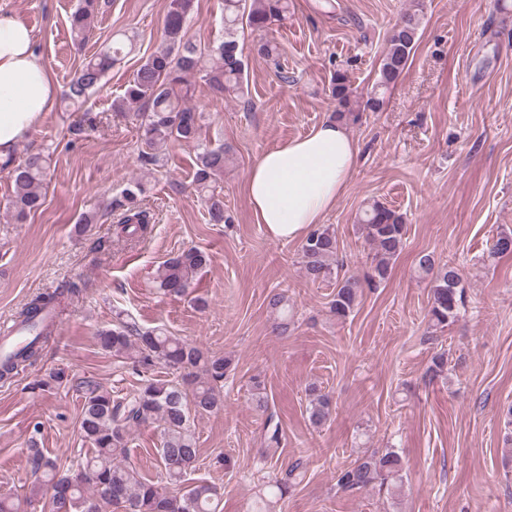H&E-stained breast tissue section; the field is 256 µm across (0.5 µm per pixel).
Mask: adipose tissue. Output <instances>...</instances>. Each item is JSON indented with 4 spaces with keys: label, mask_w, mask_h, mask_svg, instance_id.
<instances>
[{
    "label": "adipose tissue",
    "mask_w": 512,
    "mask_h": 512,
    "mask_svg": "<svg viewBox=\"0 0 512 512\" xmlns=\"http://www.w3.org/2000/svg\"><path fill=\"white\" fill-rule=\"evenodd\" d=\"M53 98L54 81L32 29L0 9V157L35 129L51 111ZM358 155L357 142L332 118L266 151L246 184L258 223L276 239L306 238L335 207Z\"/></svg>",
    "instance_id": "obj_1"
}]
</instances>
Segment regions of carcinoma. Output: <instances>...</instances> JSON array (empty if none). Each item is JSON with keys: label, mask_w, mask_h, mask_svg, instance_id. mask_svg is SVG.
I'll return each mask as SVG.
<instances>
[{"label": "carcinoma", "mask_w": 512, "mask_h": 512, "mask_svg": "<svg viewBox=\"0 0 512 512\" xmlns=\"http://www.w3.org/2000/svg\"><path fill=\"white\" fill-rule=\"evenodd\" d=\"M195 0H172L162 28L161 45L133 71L124 86L123 95L114 111L141 104L138 114L141 132V157L153 166L163 167L157 149L169 142L197 145L193 174L195 191L204 198L208 222L226 224L224 196L220 186L228 150L224 145L212 146L200 141L202 111L188 106L190 80L199 78L210 93L219 98L244 96V63L239 50L238 33L247 27L252 32H265L276 22L288 17V0H224L222 40L199 47L187 37L186 24ZM99 0H81L72 15V32L78 42L87 38L91 19ZM421 25V10L400 15L389 37V45L373 89L364 97L351 87L348 75L338 71L331 77L330 93L336 101V118L347 125H357L366 112H378L386 92L408 68ZM134 39L115 41L112 46L86 60L70 78L63 99L81 107L89 92L97 88L108 69L121 60ZM256 55L266 58L278 55L277 44L265 37L254 43ZM50 157L42 151L29 152L19 158L9 154L0 162L13 183L9 209L14 219L22 222L37 212L45 199L44 183ZM143 184L133 181L112 198V213L117 217V234L129 238L143 236L150 223L140 206ZM360 224L366 241L376 251L375 265L367 280L380 284L388 279L393 263L401 253L406 234L403 214L379 201L361 210ZM492 253L512 256V232H503L495 240ZM338 241L328 227L313 229L300 248L305 275L312 281L336 280L330 301V313L338 320L348 318L363 293L364 284L353 275L341 274ZM210 262L209 255L196 247L182 250L165 261L157 271L159 289L165 295L184 297L196 275ZM418 272L429 280L428 315L436 327L444 328L453 321L464 304L460 288V269L452 264H439L431 253L417 258ZM80 293L77 284L64 282L51 292L31 298L18 311L9 331L31 328L34 334L22 347L0 357V378L17 374L33 365L40 356L43 343L52 335L53 318L61 305ZM100 348L123 359L144 374L133 391L122 397L93 381L83 383V405L80 427L92 452L63 470L56 460L31 444L27 463L34 481L23 497H0V512H33L42 503L43 512H217L219 491L207 482L198 483L184 492L171 494L156 482L142 476L130 462L129 440L132 431L157 425L160 433L159 456L167 483L179 486L199 458L198 441L192 428L191 415L215 412L224 406V380L232 371L231 359L211 354L200 346L173 335L163 328L143 330L135 321L122 320L112 328L98 331ZM162 366L171 375L157 379L149 372ZM67 380L64 369L50 372L38 388L50 391ZM309 420L318 427L331 415V399L317 387L310 388ZM404 461L396 451L374 452L354 465L337 472V485L344 491L359 492L376 485L393 489L403 482ZM306 476V463L299 459L266 485L263 506L287 496Z\"/></svg>", "instance_id": "carcinoma-1"}]
</instances>
